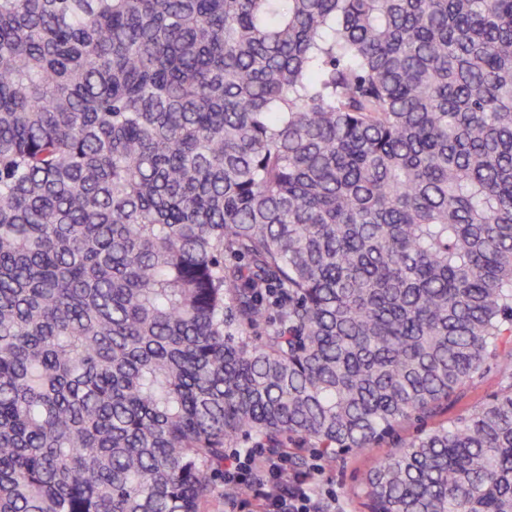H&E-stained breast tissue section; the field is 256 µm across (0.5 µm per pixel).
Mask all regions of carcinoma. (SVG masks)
I'll return each mask as SVG.
<instances>
[{
	"label": "carcinoma",
	"instance_id": "carcinoma-1",
	"mask_svg": "<svg viewBox=\"0 0 512 512\" xmlns=\"http://www.w3.org/2000/svg\"><path fill=\"white\" fill-rule=\"evenodd\" d=\"M491 359L370 512H512V0H0V512H205ZM501 375L493 367L490 371L476 377L462 392L461 396L448 406V410L427 421V427H433L442 420L453 419L467 414L482 403L488 395L495 392L500 385Z\"/></svg>",
	"mask_w": 512,
	"mask_h": 512
}]
</instances>
